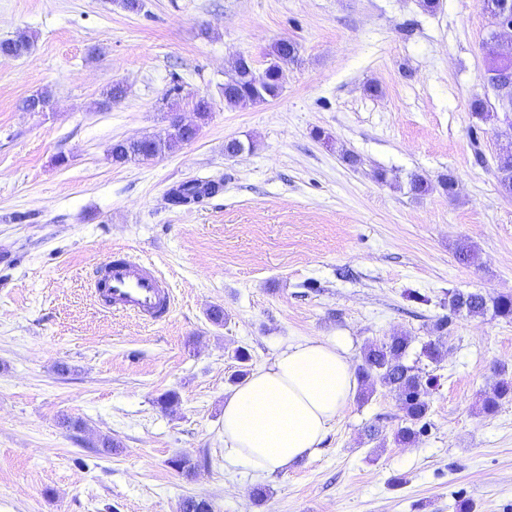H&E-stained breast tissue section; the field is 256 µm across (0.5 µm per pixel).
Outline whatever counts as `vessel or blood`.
<instances>
[{
  "instance_id": "obj_1",
  "label": "vessel or blood",
  "mask_w": 512,
  "mask_h": 512,
  "mask_svg": "<svg viewBox=\"0 0 512 512\" xmlns=\"http://www.w3.org/2000/svg\"><path fill=\"white\" fill-rule=\"evenodd\" d=\"M90 287L112 312L147 323L164 321L172 311V291L153 264L123 251L99 266Z\"/></svg>"
}]
</instances>
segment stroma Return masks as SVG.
<instances>
[{"label":"stroma","instance_id":"35a3bbf8","mask_svg":"<svg viewBox=\"0 0 512 512\" xmlns=\"http://www.w3.org/2000/svg\"><path fill=\"white\" fill-rule=\"evenodd\" d=\"M142 3L0 0V40L33 38L0 56V512H180L188 497L213 512H512V400L478 411L499 373L512 379V322L448 310L453 290L512 294V198L494 172L512 126L470 110L491 94L479 0ZM282 38L299 53L281 94L227 103L233 58L263 66ZM117 82L125 97L96 109ZM43 90L51 110L24 111ZM202 97L213 110L193 142L112 164L113 142L162 132L175 112L193 119ZM230 139L254 148L226 156ZM414 173L453 174L455 197L413 196ZM194 179L221 188L171 205ZM461 239L478 264L456 260ZM119 249L168 281L166 321L94 304L88 283ZM396 333L414 355L436 338L447 349L422 364L434 383L417 442H395L403 412L380 390L288 473L225 468L235 349L253 370L294 337L350 336L358 359ZM105 435L119 444L109 455ZM178 453L192 475L169 466Z\"/></svg>","mask_w":512,"mask_h":512}]
</instances>
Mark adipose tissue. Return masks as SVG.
<instances>
[{"label":"adipose tissue","mask_w":512,"mask_h":512,"mask_svg":"<svg viewBox=\"0 0 512 512\" xmlns=\"http://www.w3.org/2000/svg\"><path fill=\"white\" fill-rule=\"evenodd\" d=\"M357 387L349 337L289 340L225 397V463L269 476L313 457Z\"/></svg>","instance_id":"obj_1"}]
</instances>
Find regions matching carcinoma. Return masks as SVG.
I'll return each mask as SVG.
<instances>
[{
  "label": "carcinoma",
  "instance_id": "obj_1",
  "mask_svg": "<svg viewBox=\"0 0 512 512\" xmlns=\"http://www.w3.org/2000/svg\"><path fill=\"white\" fill-rule=\"evenodd\" d=\"M31 44L32 37L20 32L0 44V56L18 57L27 52ZM298 52L297 44L287 46L276 41L267 52V66L260 71L244 57L234 58L224 79V100L247 105L277 97L286 83L288 64L297 60ZM197 135L196 130H166L144 136L139 143L120 140L112 144L110 156L116 164L148 161L179 145L192 142ZM494 165L499 191L512 195V144L499 149L494 156ZM455 187L456 179L450 173L441 175L435 185L416 174L409 180V191L416 196H424L438 189L452 198L455 196ZM218 190L219 185L212 181L191 180L171 189L170 197L175 205H188L198 203ZM455 256L463 264L474 265L478 262L477 251L465 241L456 244ZM448 307L454 313L464 311L475 316L490 311L497 317L512 320L511 294L491 297L479 292H453L448 295ZM409 346L410 340L404 334L371 342L364 347L362 363L356 370L363 398H369L379 388L398 395L405 425L397 430L395 440L401 444L414 443L423 435L430 411V378L423 375L419 367L406 361ZM509 399H512V380L503 378L497 382L493 393L482 398L479 411L486 416H493L503 401Z\"/></svg>",
  "mask_w": 512,
  "mask_h": 512
}]
</instances>
